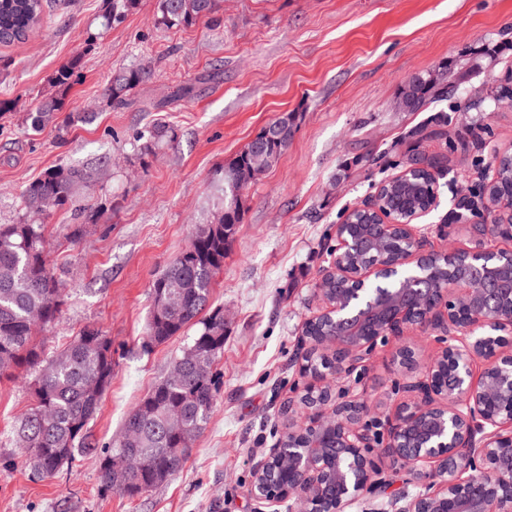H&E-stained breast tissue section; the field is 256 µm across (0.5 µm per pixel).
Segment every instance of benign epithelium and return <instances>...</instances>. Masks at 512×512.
I'll return each mask as SVG.
<instances>
[{
    "label": "benign epithelium",
    "instance_id": "1",
    "mask_svg": "<svg viewBox=\"0 0 512 512\" xmlns=\"http://www.w3.org/2000/svg\"><path fill=\"white\" fill-rule=\"evenodd\" d=\"M491 221L471 225V233L481 240L496 237L512 241V195H486L484 202ZM370 227L381 238L398 229L410 245L405 264L421 263L433 254L448 259L452 267L463 259L473 266L507 254L511 248L463 249L450 247L435 252L426 249L416 234L413 221L423 212L409 215L403 224L386 221L374 210ZM336 263L324 273L331 281L393 279L398 266L376 264L352 268L344 263L351 244L338 234ZM499 289L484 288L470 277H448V287L412 290L390 303L386 309L367 300L353 307L323 295L321 310L310 318L317 322L337 315L339 321L361 323L374 317L370 331L346 346L337 336H313L312 347L336 358L332 372L350 376L370 355L377 340L401 333L407 327L429 324L446 333L437 355L422 361L416 348L403 345L398 358L407 372L408 399L394 415L386 417L390 442L388 454L413 471L424 488L405 500L395 512H512V300L508 306L487 311ZM483 362L475 374L477 361ZM300 372L313 379L304 396L312 401L304 406L305 422L290 434L303 435L322 428L332 433V447L315 452L309 448H271L254 465L256 496L272 504L283 500L299 502L303 512H349L368 489L378 468L368 455L375 436L362 424L369 411L361 396L347 394L335 401L324 377L310 372L300 362ZM288 454V477L271 485L276 464ZM333 477L335 492L320 507L315 491Z\"/></svg>",
    "mask_w": 512,
    "mask_h": 512
}]
</instances>
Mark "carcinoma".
I'll return each mask as SVG.
<instances>
[{
    "label": "carcinoma",
    "mask_w": 512,
    "mask_h": 512,
    "mask_svg": "<svg viewBox=\"0 0 512 512\" xmlns=\"http://www.w3.org/2000/svg\"><path fill=\"white\" fill-rule=\"evenodd\" d=\"M140 5L141 0H106L101 26L108 29L122 23ZM48 7V0H0V45L26 41ZM219 10L220 0H157L156 23L166 28L188 27L214 18ZM81 63L82 57L75 56L55 71L54 92L26 115L25 122L32 131L39 132L56 123ZM151 76L152 71L137 66L115 73L104 90L107 102L114 107L127 105L131 91ZM454 88L453 82L445 77L428 71L416 72L407 78L399 100L406 112H425ZM292 137V131H286L270 141L259 155L247 145L224 168V199L220 209L227 216L215 214L207 223L198 225L193 249L183 251L153 281L154 295L177 279L190 281L192 287L183 290L180 303L173 309L161 310L151 305L144 349L183 337L185 343L174 357L176 362L187 364L190 354L204 352L211 354L214 364L224 352V311L211 309L208 304L215 277L224 269L235 224L240 222L242 194L250 185L244 170L255 162L267 169L272 167ZM432 167L427 159L412 157L407 161L405 175L383 187L379 207L394 223L400 224L413 210L429 206L435 191ZM96 175L97 168L93 166L61 164L48 169L23 191L24 218L16 224H0V377L9 376L19 366L35 374L33 407L18 419L13 431L17 447L28 453L34 448L43 451L42 469L31 472L32 479L55 475L71 466L80 454L96 455L100 487L134 497L161 486L183 469L192 443L206 429L221 382L213 367L204 377L190 372L182 382L162 379L128 412L117 440L101 449L89 440L87 427L102 396L90 394L87 384L97 379L111 383L112 340L97 329H86L64 349L47 356L34 339L30 314L42 312V326L46 327L57 321L61 307L60 282L43 252V215L52 210H84L76 190ZM500 189L507 195L512 193V156L508 154L502 160ZM368 221L369 217L353 212L346 217L345 223L350 225L358 248L345 262L364 266L375 257L388 262L398 260L399 237L371 244L367 238ZM415 279L432 288H443L448 279V264L436 261L410 269L402 278L383 284V288L391 296L400 288L413 287ZM307 362L315 372L325 375L333 366V359L315 351L309 354ZM173 413L183 416L190 438L165 432L167 417ZM129 448L144 456L146 466L120 479L112 477L105 460Z\"/></svg>",
    "instance_id": "cac0c4a2"
}]
</instances>
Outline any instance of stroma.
Instances as JSON below:
<instances>
[{
    "mask_svg": "<svg viewBox=\"0 0 512 512\" xmlns=\"http://www.w3.org/2000/svg\"><path fill=\"white\" fill-rule=\"evenodd\" d=\"M156 0L84 43L104 0H54L25 42L0 47V224L22 214L25 185L58 165H101L82 184L81 213L46 217L48 260L64 285L55 326L36 340L56 351L91 326L112 339V381L89 424L90 438H117L127 413L168 372L182 346L141 349L156 276L210 216L224 165L269 121L295 113L297 128L278 162L242 195L241 222L210 305L223 309L222 387L187 462L163 485L131 498L103 491L99 462L85 457L35 480L13 443L18 417L34 402L31 373L0 381V512H270L253 494L255 462L296 419L290 400L306 378L302 334L322 302L317 287L333 263L336 227L397 175L411 155L437 167L438 204L416 223L431 249L472 247L484 208L462 206V183L477 186L495 150L512 148V0H221L219 25L157 26ZM81 56L67 97L74 122L29 131L24 117L50 93L60 65ZM140 63L153 76L122 108L103 91L113 73ZM458 75L454 96L425 112L396 108L419 71ZM164 125L172 139L139 152L137 133ZM431 325L378 342L333 396L353 389L385 417L406 401L403 344L421 357L441 348ZM387 483L356 512L413 491L406 468L375 454Z\"/></svg>",
    "mask_w": 512,
    "mask_h": 512,
    "instance_id": "1",
    "label": "stroma"
}]
</instances>
